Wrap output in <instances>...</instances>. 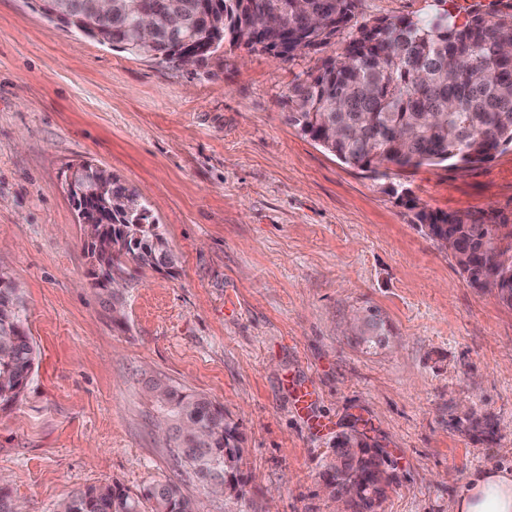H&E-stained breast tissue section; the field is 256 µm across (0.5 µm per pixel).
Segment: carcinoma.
Masks as SVG:
<instances>
[{
	"label": "carcinoma",
	"instance_id": "obj_1",
	"mask_svg": "<svg viewBox=\"0 0 512 512\" xmlns=\"http://www.w3.org/2000/svg\"><path fill=\"white\" fill-rule=\"evenodd\" d=\"M74 5L75 29L97 42L129 50L141 12L155 17L154 58H180L188 43L206 58L224 41L240 40L284 61L327 44L354 17L356 0H47L48 19ZM192 40L184 42L187 34ZM288 121L343 163L401 171L446 163L469 168L512 146V12L461 22L449 10L379 29L365 24L349 32L345 52L288 89ZM84 191L71 196L93 233L108 242L91 247L106 282L124 280L127 257L141 266L173 263L160 225L150 220L139 195L104 170H90ZM134 209L139 223L126 218ZM434 226L473 288L497 289L512 307V227L491 213L420 210ZM15 287H0V406L7 408L26 386L36 351L24 330V309ZM152 396L170 423L175 455L201 481L233 482L241 459L234 428L224 412L202 397L164 381ZM378 465L328 469L329 486L356 494L378 481ZM62 512H199L194 500L171 482L131 495L110 486L70 497Z\"/></svg>",
	"mask_w": 512,
	"mask_h": 512
}]
</instances>
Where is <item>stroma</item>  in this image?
<instances>
[{
    "label": "stroma",
    "instance_id": "35a3bbf8",
    "mask_svg": "<svg viewBox=\"0 0 512 512\" xmlns=\"http://www.w3.org/2000/svg\"><path fill=\"white\" fill-rule=\"evenodd\" d=\"M438 9L358 0L357 20ZM345 45L288 62L227 43L187 68L0 0V275L38 351L0 410V483L21 512L160 482L200 512H336L328 465L356 431L392 476L377 512H454L473 472L512 468V307L470 287L417 219L512 221V148L467 169L342 163L289 122L288 89ZM84 163L140 195L175 257L127 262L117 308L66 189ZM159 378L223 409L238 495L212 494L174 455ZM296 384L317 389L310 412H296Z\"/></svg>",
    "mask_w": 512,
    "mask_h": 512
}]
</instances>
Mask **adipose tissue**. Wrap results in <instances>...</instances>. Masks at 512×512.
I'll list each match as a JSON object with an SVG mask.
<instances>
[{"label":"adipose tissue","instance_id":"adipose-tissue-1","mask_svg":"<svg viewBox=\"0 0 512 512\" xmlns=\"http://www.w3.org/2000/svg\"><path fill=\"white\" fill-rule=\"evenodd\" d=\"M455 512H512V473L486 469L471 476Z\"/></svg>","mask_w":512,"mask_h":512}]
</instances>
